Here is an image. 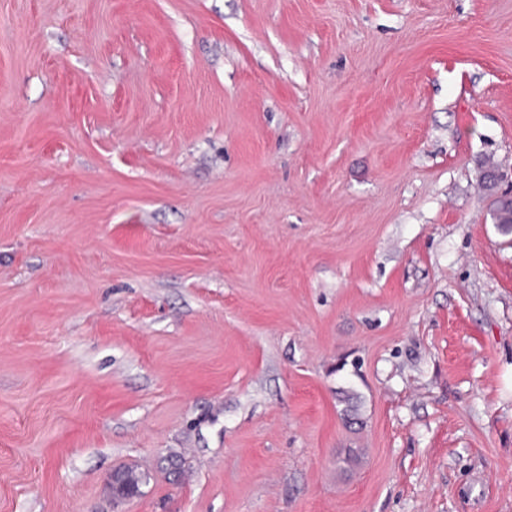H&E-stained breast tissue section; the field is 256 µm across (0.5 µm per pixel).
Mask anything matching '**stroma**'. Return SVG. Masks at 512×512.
Masks as SVG:
<instances>
[{
    "label": "stroma",
    "instance_id": "1",
    "mask_svg": "<svg viewBox=\"0 0 512 512\" xmlns=\"http://www.w3.org/2000/svg\"><path fill=\"white\" fill-rule=\"evenodd\" d=\"M490 160L512 0H0V512H512Z\"/></svg>",
    "mask_w": 512,
    "mask_h": 512
}]
</instances>
